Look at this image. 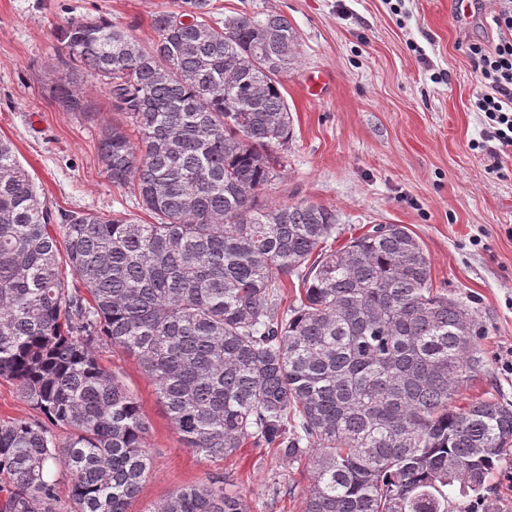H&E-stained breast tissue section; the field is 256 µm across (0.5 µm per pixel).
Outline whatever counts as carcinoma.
<instances>
[{"label": "carcinoma", "instance_id": "obj_1", "mask_svg": "<svg viewBox=\"0 0 512 512\" xmlns=\"http://www.w3.org/2000/svg\"><path fill=\"white\" fill-rule=\"evenodd\" d=\"M213 10L177 0L147 45L101 15L56 31L57 99L86 117L81 83L103 85L121 117L100 142L107 176L153 222L54 213L0 139V378L44 417L0 420V512H127L140 493L150 424L99 363L102 340L137 359L196 456L250 441L307 457L303 512L481 499L512 447V403L457 405L483 362L470 310L434 290L406 226L335 248L336 210L260 202L293 136L281 76L298 35L282 14ZM152 512L250 508L213 477Z\"/></svg>", "mask_w": 512, "mask_h": 512}]
</instances>
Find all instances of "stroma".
<instances>
[{"mask_svg":"<svg viewBox=\"0 0 512 512\" xmlns=\"http://www.w3.org/2000/svg\"><path fill=\"white\" fill-rule=\"evenodd\" d=\"M216 17L280 13L298 32V68L281 78L294 119L284 165L261 202L307 201L335 209L340 242L374 224H402L422 241L432 284L464 301L473 316L483 366L463 400L512 402V151L478 148L485 118L473 110L485 87L468 56L471 40L492 43L481 9L457 0H213ZM174 0H0V139L10 141L53 210L136 212L114 186L98 153L111 124L99 84L81 91L97 114L66 112L49 85L66 20L101 14L153 39L152 16ZM331 85L312 96L309 73ZM500 173H493V165ZM98 356L138 398L152 429V468L130 512L151 508L179 487L222 475L251 512H302L306 458L284 459L244 444L223 461L184 448L153 382L137 361L110 345ZM451 512H512V450L490 476L483 499L456 501Z\"/></svg>","mask_w":512,"mask_h":512,"instance_id":"obj_1","label":"stroma"}]
</instances>
